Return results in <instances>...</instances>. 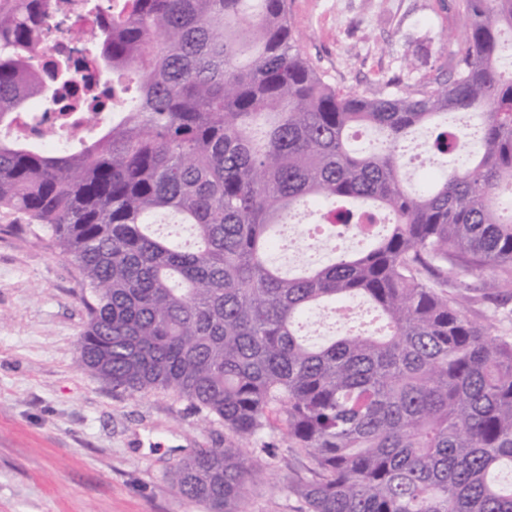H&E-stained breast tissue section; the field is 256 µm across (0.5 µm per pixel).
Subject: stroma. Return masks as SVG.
Segmentation results:
<instances>
[{
  "instance_id": "stroma-1",
  "label": "stroma",
  "mask_w": 512,
  "mask_h": 512,
  "mask_svg": "<svg viewBox=\"0 0 512 512\" xmlns=\"http://www.w3.org/2000/svg\"><path fill=\"white\" fill-rule=\"evenodd\" d=\"M304 58L330 84L371 96L448 75L463 15L438 0H288ZM79 270L0 216V512H208L181 496L178 460L228 436L171 390L129 395L76 364L86 322ZM245 512H299L303 474L282 425Z\"/></svg>"
}]
</instances>
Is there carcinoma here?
<instances>
[{"label":"carcinoma","instance_id":"obj_1","mask_svg":"<svg viewBox=\"0 0 512 512\" xmlns=\"http://www.w3.org/2000/svg\"><path fill=\"white\" fill-rule=\"evenodd\" d=\"M455 74L368 97L326 82L288 0H113L93 46L121 110L79 146L0 135V213L74 259L87 321L78 366L131 394L172 390L224 424L182 460L180 494L245 512L263 472L241 442L282 416L308 477L302 512H512V335L464 313V277L512 298V0H462ZM51 0H0V131L51 101L34 44ZM477 123L455 130L448 116ZM379 146L357 151L348 131ZM433 129L416 188L404 142ZM474 151L464 170L434 157ZM309 208L324 232L386 211L360 252L295 275L276 227ZM171 214L193 244L154 229ZM362 298L384 332L310 343L307 317Z\"/></svg>","mask_w":512,"mask_h":512}]
</instances>
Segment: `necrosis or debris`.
Instances as JSON below:
<instances>
[{
  "label": "necrosis or debris",
  "instance_id": "necrosis-or-debris-1",
  "mask_svg": "<svg viewBox=\"0 0 512 512\" xmlns=\"http://www.w3.org/2000/svg\"><path fill=\"white\" fill-rule=\"evenodd\" d=\"M104 0H52L58 23L43 31L35 43L36 66L50 64L57 56L70 57L73 79L70 83L57 85L56 98L48 112L41 117L32 113L19 114L15 128L18 133L37 144H47V131H55L57 137H69L75 130L79 116L73 112H61L62 103L72 97L92 100L100 95L105 77L96 55L85 45V40L96 32L101 20L107 14Z\"/></svg>",
  "mask_w": 512,
  "mask_h": 512
}]
</instances>
